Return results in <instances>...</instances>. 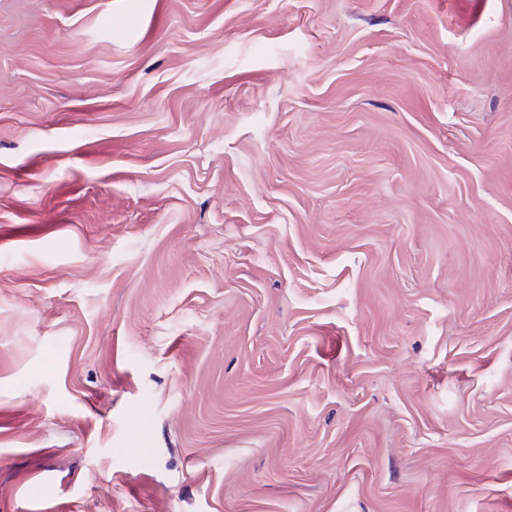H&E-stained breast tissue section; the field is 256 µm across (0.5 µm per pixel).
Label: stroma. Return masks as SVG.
Segmentation results:
<instances>
[{
  "label": "stroma",
  "mask_w": 512,
  "mask_h": 512,
  "mask_svg": "<svg viewBox=\"0 0 512 512\" xmlns=\"http://www.w3.org/2000/svg\"><path fill=\"white\" fill-rule=\"evenodd\" d=\"M512 512V0H0V512Z\"/></svg>",
  "instance_id": "stroma-1"
}]
</instances>
